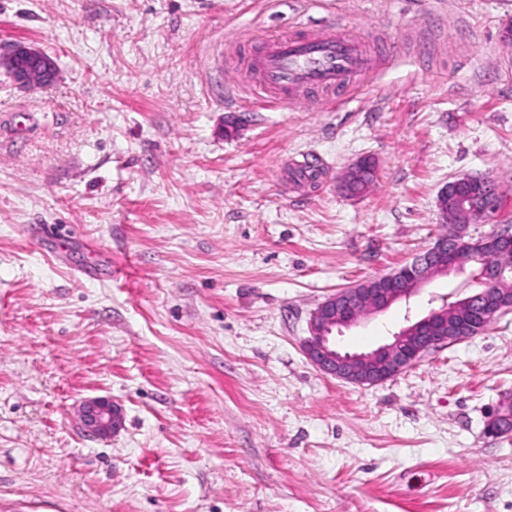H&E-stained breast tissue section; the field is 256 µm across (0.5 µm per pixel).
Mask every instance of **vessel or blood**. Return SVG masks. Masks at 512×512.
Wrapping results in <instances>:
<instances>
[{
  "instance_id": "obj_1",
  "label": "vessel or blood",
  "mask_w": 512,
  "mask_h": 512,
  "mask_svg": "<svg viewBox=\"0 0 512 512\" xmlns=\"http://www.w3.org/2000/svg\"><path fill=\"white\" fill-rule=\"evenodd\" d=\"M373 55L345 29L297 28L267 40L249 62L255 74L253 90L275 96L280 106H293L300 92L315 86L350 88L367 70Z\"/></svg>"
}]
</instances>
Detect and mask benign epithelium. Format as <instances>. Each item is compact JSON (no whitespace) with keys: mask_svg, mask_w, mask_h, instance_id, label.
Segmentation results:
<instances>
[{"mask_svg":"<svg viewBox=\"0 0 512 512\" xmlns=\"http://www.w3.org/2000/svg\"><path fill=\"white\" fill-rule=\"evenodd\" d=\"M0 67L23 87L43 84L52 71L46 55L25 45H14L8 52L0 53ZM466 184L472 187L484 208L497 206L499 189L490 185V177L468 175L448 183L440 192L442 219H448V205H464L457 190ZM460 243V238L440 237L412 262L388 273L391 284L376 290L369 304L371 313H381L421 290L428 283L424 277L426 267L434 265L448 273L459 269L457 247ZM365 296L366 293L356 285L344 288L327 297L312 313L310 336L304 341L303 348L308 361L321 373L350 384L377 385L412 367L426 354L458 342V337L467 330L465 323L449 327L444 310L431 309L369 352H343L336 346L335 333L359 321L356 308ZM83 419L88 431L108 436L119 430L123 414L112 400L94 398L85 403Z\"/></svg>","mask_w":512,"mask_h":512,"instance_id":"benign-epithelium-1","label":"benign epithelium"}]
</instances>
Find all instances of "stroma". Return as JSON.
Wrapping results in <instances>:
<instances>
[{
	"label": "stroma",
	"mask_w": 512,
	"mask_h": 512,
	"mask_svg": "<svg viewBox=\"0 0 512 512\" xmlns=\"http://www.w3.org/2000/svg\"><path fill=\"white\" fill-rule=\"evenodd\" d=\"M330 21L397 53L297 107L246 93V54ZM510 25L512 0H0V52L57 67L0 68V512H512V434L487 430L512 312L373 386L302 348L325 298L444 233L449 181L502 196L466 240L512 225ZM468 291V269L437 277L336 344ZM96 397L122 408L107 438ZM0 67L23 87L42 85L52 71L46 55L25 45H13L7 53H0ZM491 178L488 176L479 175H468L458 178L442 189L439 194V208L440 214L443 220H448V202L452 203L454 207L463 206L466 201L463 198H458L457 190L459 186L468 184L474 190V195H477L481 200V204L484 208H494L497 206L496 211H491L488 214L485 213L483 218L491 219L494 218L499 211V204L497 205V199L500 194L499 188H494L490 185ZM451 227L457 228L464 224H456L454 220L446 222ZM84 424L88 431L99 435L108 436L122 425V409L113 404L108 398H94L88 400L83 407Z\"/></svg>",
	"instance_id": "obj_1"
}]
</instances>
